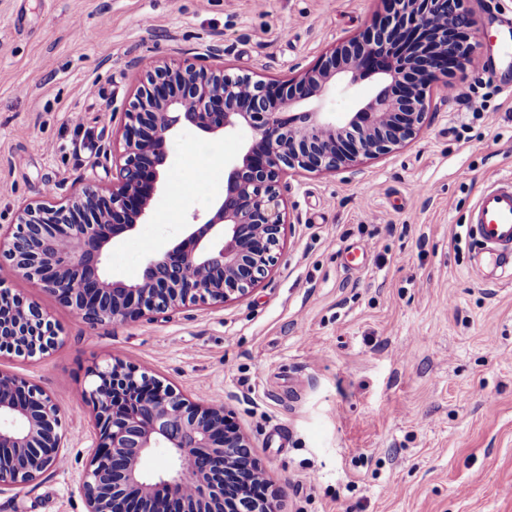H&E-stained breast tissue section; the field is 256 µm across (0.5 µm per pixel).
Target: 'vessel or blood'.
Wrapping results in <instances>:
<instances>
[{
	"label": "vessel or blood",
	"instance_id": "b4317fda",
	"mask_svg": "<svg viewBox=\"0 0 512 512\" xmlns=\"http://www.w3.org/2000/svg\"><path fill=\"white\" fill-rule=\"evenodd\" d=\"M467 233L478 244L487 265L512 274V178L487 185L471 209Z\"/></svg>",
	"mask_w": 512,
	"mask_h": 512
}]
</instances>
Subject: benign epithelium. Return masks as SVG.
I'll return each instance as SVG.
<instances>
[{"mask_svg":"<svg viewBox=\"0 0 512 512\" xmlns=\"http://www.w3.org/2000/svg\"><path fill=\"white\" fill-rule=\"evenodd\" d=\"M466 0H388L366 31L335 45L287 80L231 73L224 48L206 63L147 71L123 107L122 150L102 184L96 167L78 188L59 186L19 208L0 232V262L36 283L90 325L136 321L189 304L243 296L274 266L285 231L282 177L290 170L334 172L361 156L388 153L413 139L429 112L428 91L448 86L465 67L477 26ZM379 76V88L343 122L318 101L330 85ZM178 127L214 136L252 130L241 159L224 171L221 196L185 225L184 238L148 258L131 280L109 279L106 250L117 236L149 221L168 137ZM55 326L20 292L0 289V352L44 355ZM78 400L92 407L96 430L79 481L86 512H281L273 492H254L262 474L251 440L224 405L190 400L136 367L113 359L89 372ZM59 407L43 389L0 370V494L66 462ZM168 452L155 478L142 458Z\"/></svg>","mask_w":512,"mask_h":512,"instance_id":"1","label":"benign epithelium"}]
</instances>
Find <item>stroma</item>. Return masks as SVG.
<instances>
[{"label": "stroma", "instance_id": "stroma-1", "mask_svg": "<svg viewBox=\"0 0 512 512\" xmlns=\"http://www.w3.org/2000/svg\"><path fill=\"white\" fill-rule=\"evenodd\" d=\"M484 37L512 42V0H470ZM383 0H0V225L47 185L80 186L120 126L113 108L143 71L198 63L222 43L234 71L285 80L357 36ZM138 67H131V60ZM512 58L478 51L450 80L476 84L472 108L431 90L415 139L349 170L287 175L278 260L251 292L138 321L91 326L41 288L27 301L58 343L0 370L62 411L67 462L0 512H85L78 485L94 431L77 402L94 363L114 357L185 397L223 402L252 444L283 512H512V278L485 277L466 215L490 182L512 178ZM373 76L330 89L345 119ZM176 131L148 223L110 247L128 279L181 239L219 171ZM431 191L416 194L415 185Z\"/></svg>", "mask_w": 512, "mask_h": 512}]
</instances>
